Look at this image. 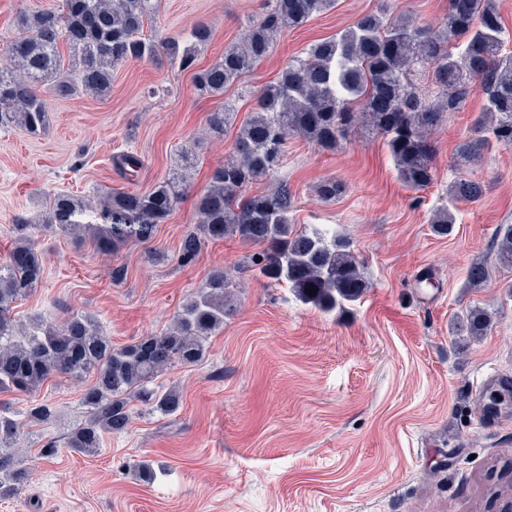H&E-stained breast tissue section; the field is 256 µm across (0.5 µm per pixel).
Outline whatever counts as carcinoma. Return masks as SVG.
Masks as SVG:
<instances>
[{
    "label": "carcinoma",
    "mask_w": 512,
    "mask_h": 512,
    "mask_svg": "<svg viewBox=\"0 0 512 512\" xmlns=\"http://www.w3.org/2000/svg\"><path fill=\"white\" fill-rule=\"evenodd\" d=\"M336 0H265L262 19L244 40L224 49L205 68L198 55L212 39L203 21L185 34L161 39L144 36L145 24L159 11V0H61L54 10L22 12L17 32L3 44L7 63L0 64V127H19L39 134L48 124L47 101L40 87L50 82L60 95L80 88L104 97L112 89V71L128 61L166 63L193 72L200 94L220 99L207 117L208 133L224 137L234 108L224 90L245 80L255 65L275 48L278 37L331 10ZM506 30L496 0H448L443 25H416L407 16L383 10L360 15L337 37L316 42L288 60L277 80L257 90L253 111L238 129L233 156L216 167L207 187L197 195L198 230L186 233L179 248L182 264L193 263L205 243L237 238L259 247L251 256L258 273L284 283L297 298L323 312L344 311L368 288L350 239L319 228L291 223V194L282 185L272 195H246L258 179L277 172L288 138L303 137L326 152L337 151L354 134L384 138L400 181L422 189L435 177L431 135L444 113L456 112L469 95H485L475 119V137L460 143L457 157L476 162L492 142L512 146V54H504ZM69 70H64L60 45ZM432 67L435 90L417 87L418 67ZM193 163L189 151L181 170L144 192L112 191L99 202L98 224H83V199L60 193L50 202L45 224L75 235L93 230L92 242L107 251L127 241L149 243L157 225L165 223L187 191L185 171ZM344 183L323 182L319 195L334 200ZM483 185L467 178L454 181L448 194L476 201ZM430 224L448 235L456 224L448 207L437 209ZM30 224L19 217L15 239L0 265V394L32 395L49 381L90 377L80 404L87 417L68 437L67 447L94 456L103 435L121 434L133 420L132 402L163 415L176 413L180 392L156 391L150 384L177 364L203 361L206 342L224 327L235 306L229 272L211 271L205 286L183 304L169 330L140 337L122 348L112 347L94 318L72 315L62 321L34 317L16 325L11 306L39 286L44 258L31 240ZM496 261L512 268V225L503 226ZM489 278L483 262L473 263L467 283L480 288ZM316 295H308L309 290ZM491 322L483 308L457 317L456 335L480 336ZM49 424L54 418L46 402L30 404L18 414L0 401V499L12 498L29 480L16 447L21 419Z\"/></svg>",
    "instance_id": "carcinoma-1"
}]
</instances>
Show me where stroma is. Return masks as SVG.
Here are the masks:
<instances>
[{
	"instance_id": "obj_1",
	"label": "stroma",
	"mask_w": 512,
	"mask_h": 512,
	"mask_svg": "<svg viewBox=\"0 0 512 512\" xmlns=\"http://www.w3.org/2000/svg\"><path fill=\"white\" fill-rule=\"evenodd\" d=\"M381 8L437 26L448 0H336L283 33L246 81L227 89L237 122L249 116L251 90L275 81L290 57ZM261 16L260 0H161L144 32L161 38L205 21L213 32L199 54L205 67ZM44 94V132L0 129V263L20 216L45 258L38 288L13 305L15 319L88 314L120 348L167 330L217 266L231 274L235 310L200 364L155 380L180 391L178 413L136 406L129 430L105 436L95 456L64 446L85 419V381L43 386L39 396L56 417L21 427L29 483L0 501V512H502L512 499L491 491L512 480V414L487 416L481 407L490 387L512 379V298L504 290L512 269L495 261L497 230L512 224V146H492L473 163L455 157L474 134L481 93L433 133L436 177L425 189L400 182L382 138L360 136L333 153L291 137L283 166L250 186L264 195L287 184L294 224L350 238L369 286L343 313L302 303L248 268L256 248L235 239L206 243L193 264L179 263L180 241L197 223L196 196L231 156L236 135L206 137L218 101L198 93L191 73L132 61L114 70L107 97H62L49 85ZM188 149L196 156L190 189L151 243L100 252L44 228L56 193L94 206L114 190L145 191L171 176ZM125 152L143 161L132 181L114 163ZM463 176L484 183L481 200L451 201L448 188ZM327 179L346 187L332 201L317 193ZM447 205L456 224L440 236L430 218ZM479 261L491 276L474 289L467 271ZM475 306L491 312L492 325L460 341L456 318ZM48 440L59 450L44 460ZM142 463L152 466L151 480L140 478Z\"/></svg>"
}]
</instances>
